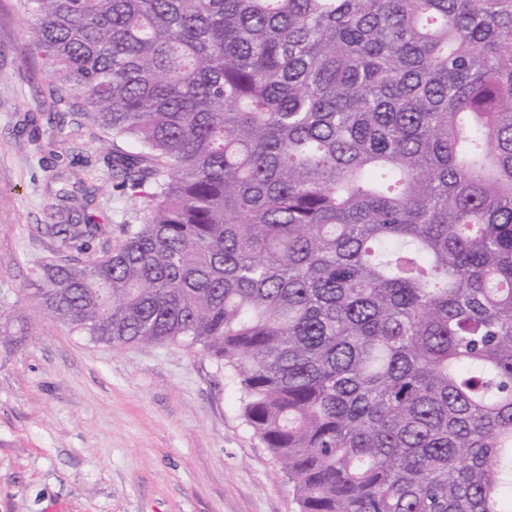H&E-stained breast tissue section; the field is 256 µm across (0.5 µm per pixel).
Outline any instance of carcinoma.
Segmentation results:
<instances>
[{"label":"carcinoma","instance_id":"obj_1","mask_svg":"<svg viewBox=\"0 0 512 512\" xmlns=\"http://www.w3.org/2000/svg\"><path fill=\"white\" fill-rule=\"evenodd\" d=\"M15 6L144 213L46 315L227 369L301 512H512V0Z\"/></svg>","mask_w":512,"mask_h":512}]
</instances>
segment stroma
I'll return each mask as SVG.
<instances>
[{
  "mask_svg": "<svg viewBox=\"0 0 512 512\" xmlns=\"http://www.w3.org/2000/svg\"><path fill=\"white\" fill-rule=\"evenodd\" d=\"M26 27L0 0V305L30 330L0 342V512H300L203 352L95 344L26 298L38 262L63 254L41 224H98L114 246L143 218L112 189L111 138L57 130Z\"/></svg>",
  "mask_w": 512,
  "mask_h": 512,
  "instance_id": "35a3bbf8",
  "label": "stroma"
}]
</instances>
